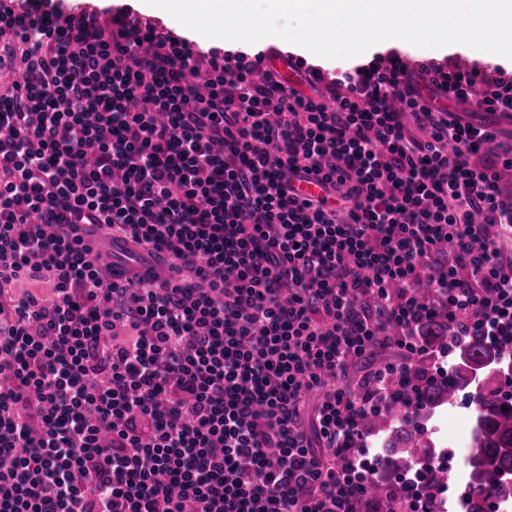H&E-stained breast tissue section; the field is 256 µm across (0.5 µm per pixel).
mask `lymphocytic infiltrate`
I'll return each instance as SVG.
<instances>
[{
    "label": "lymphocytic infiltrate",
    "instance_id": "1",
    "mask_svg": "<svg viewBox=\"0 0 512 512\" xmlns=\"http://www.w3.org/2000/svg\"><path fill=\"white\" fill-rule=\"evenodd\" d=\"M2 33L0 512H363L359 419L418 403L415 328L512 347V144L446 108L512 118V77L391 51L298 88L63 0H0ZM117 241L145 274L108 282ZM381 340L404 359L354 402L339 373Z\"/></svg>",
    "mask_w": 512,
    "mask_h": 512
}]
</instances>
